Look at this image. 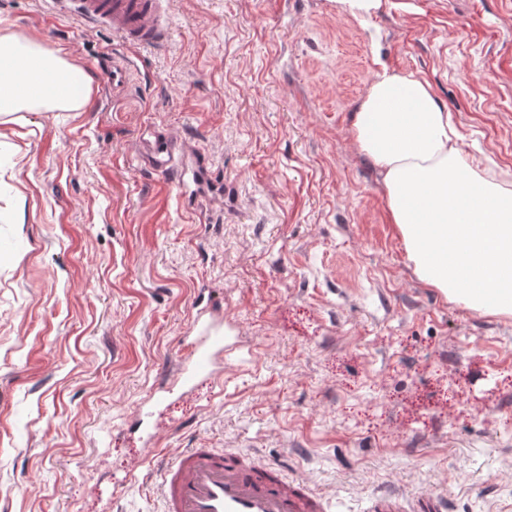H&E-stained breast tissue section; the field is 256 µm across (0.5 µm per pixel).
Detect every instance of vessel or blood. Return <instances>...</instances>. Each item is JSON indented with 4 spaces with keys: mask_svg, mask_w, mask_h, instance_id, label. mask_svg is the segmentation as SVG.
<instances>
[{
    "mask_svg": "<svg viewBox=\"0 0 512 512\" xmlns=\"http://www.w3.org/2000/svg\"><path fill=\"white\" fill-rule=\"evenodd\" d=\"M58 14L103 24L123 42L136 46L160 44L174 24L168 0H48ZM175 147L167 135L149 131L142 153L161 176L175 168ZM194 339L181 359L182 384L212 380L216 362L234 361L221 318L199 312ZM161 512H323L320 498L306 483L288 479L280 464L219 448H186L161 463Z\"/></svg>",
    "mask_w": 512,
    "mask_h": 512,
    "instance_id": "b4317fda",
    "label": "vessel or blood"
}]
</instances>
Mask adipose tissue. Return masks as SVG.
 <instances>
[{
    "instance_id": "adipose-tissue-1",
    "label": "adipose tissue",
    "mask_w": 512,
    "mask_h": 512,
    "mask_svg": "<svg viewBox=\"0 0 512 512\" xmlns=\"http://www.w3.org/2000/svg\"><path fill=\"white\" fill-rule=\"evenodd\" d=\"M89 84L61 50L0 34V123L31 108L83 110ZM352 136L381 177L417 277L473 311L512 316V180L470 162L429 84L382 69Z\"/></svg>"
}]
</instances>
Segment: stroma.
<instances>
[{
	"mask_svg": "<svg viewBox=\"0 0 512 512\" xmlns=\"http://www.w3.org/2000/svg\"><path fill=\"white\" fill-rule=\"evenodd\" d=\"M168 8L171 38L139 48L0 0V29L91 78L84 111L0 123V512H159L149 464L182 448L279 462L327 512L386 490L512 512V317L417 278L350 132L387 66L430 85L475 166L512 173V0ZM152 128L174 182L139 154ZM203 299L240 351L182 388ZM383 0H336L340 13L354 17H370L377 14Z\"/></svg>",
	"mask_w": 512,
	"mask_h": 512,
	"instance_id": "stroma-1",
	"label": "stroma"
}]
</instances>
